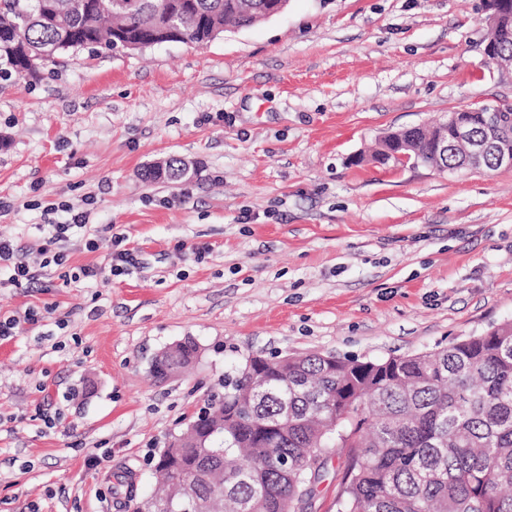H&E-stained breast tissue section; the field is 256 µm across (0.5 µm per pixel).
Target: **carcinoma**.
Listing matches in <instances>:
<instances>
[{
	"label": "carcinoma",
	"instance_id": "obj_1",
	"mask_svg": "<svg viewBox=\"0 0 512 512\" xmlns=\"http://www.w3.org/2000/svg\"><path fill=\"white\" fill-rule=\"evenodd\" d=\"M0 0V79L24 78L29 58L51 61L89 46L116 49L112 27L148 39L174 0ZM236 0H183L197 17L181 42L213 41L214 25L237 24ZM512 144V106L500 107ZM433 127L387 135L413 143L430 164ZM190 337L167 354L157 380L191 365ZM199 433L157 459L160 492L194 482L190 512H296L336 457V512H512V322L446 347L385 360L312 353L283 363L252 353L224 377Z\"/></svg>",
	"mask_w": 512,
	"mask_h": 512
}]
</instances>
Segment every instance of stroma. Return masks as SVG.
<instances>
[{"mask_svg": "<svg viewBox=\"0 0 512 512\" xmlns=\"http://www.w3.org/2000/svg\"><path fill=\"white\" fill-rule=\"evenodd\" d=\"M484 16L288 0L203 46L84 49L0 81V236L41 280L0 288L20 320L0 341V512H134L151 458L249 354L382 360L512 321V170L371 158L449 110L512 105ZM170 157L192 177L143 178ZM115 236L134 259L119 275ZM187 336L193 367L154 380Z\"/></svg>", "mask_w": 512, "mask_h": 512, "instance_id": "35a3bbf8", "label": "stroma"}]
</instances>
